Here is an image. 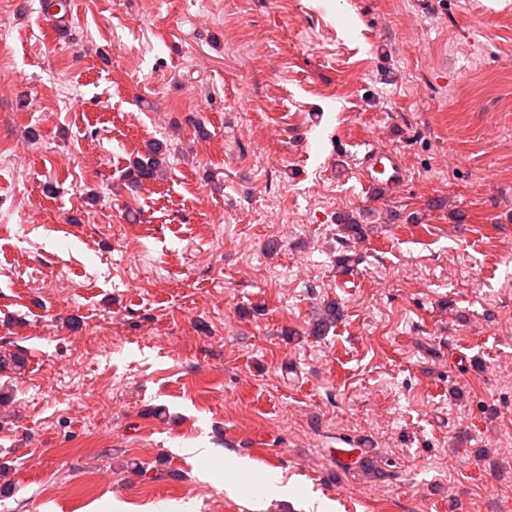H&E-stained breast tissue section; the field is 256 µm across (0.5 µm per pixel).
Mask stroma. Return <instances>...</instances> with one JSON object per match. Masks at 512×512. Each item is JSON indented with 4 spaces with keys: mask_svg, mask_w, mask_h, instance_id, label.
<instances>
[{
    "mask_svg": "<svg viewBox=\"0 0 512 512\" xmlns=\"http://www.w3.org/2000/svg\"><path fill=\"white\" fill-rule=\"evenodd\" d=\"M72 2L58 42L0 0V512H504L512 0ZM239 457L291 497L225 490ZM164 147L161 143H153L150 150L142 157L135 158L127 168L124 178L136 187L144 186L147 181L159 178L162 168ZM356 174L362 186L379 200L398 195L407 182L399 155L374 146L359 159Z\"/></svg>",
    "mask_w": 512,
    "mask_h": 512,
    "instance_id": "stroma-1",
    "label": "stroma"
}]
</instances>
